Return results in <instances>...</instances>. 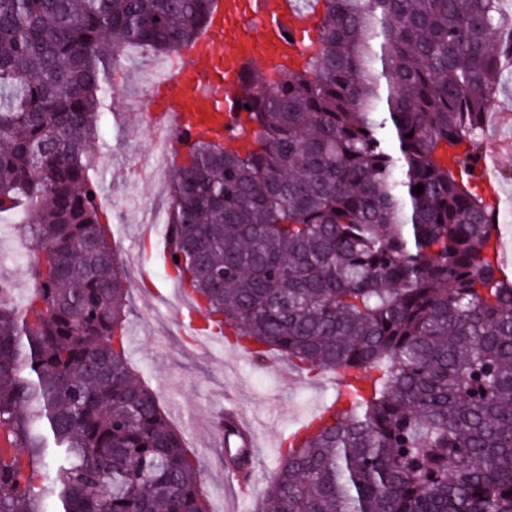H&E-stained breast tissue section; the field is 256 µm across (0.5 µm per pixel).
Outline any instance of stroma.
<instances>
[{
    "instance_id": "35a3bbf8",
    "label": "stroma",
    "mask_w": 512,
    "mask_h": 512,
    "mask_svg": "<svg viewBox=\"0 0 512 512\" xmlns=\"http://www.w3.org/2000/svg\"><path fill=\"white\" fill-rule=\"evenodd\" d=\"M155 51L136 47L119 63L113 100L117 116L108 118L92 152L99 162L96 175L103 202L111 203L112 242L128 274L129 302L125 325L132 329L127 354L139 376L158 394L171 425L198 452L203 466V488L210 512H255L258 498L236 501L227 479L223 452L205 446L203 432L228 404L256 422L262 445L255 473L257 488H264L278 455L275 443L306 417L310 408L328 403L335 395L327 377L297 372L281 364L279 353L251 360L243 351L214 346L202 352L194 339L171 320L160 319L153 296L167 293L174 281L164 258L163 229L147 232L150 213L166 212L167 183H129L127 173L147 153L149 139L140 100H155L156 88L137 82L140 70L161 65ZM493 121L482 134L487 154L495 163L493 184L499 193L502 246H512V75H506L491 106ZM20 215L0 216V281L23 303L35 283L27 271V250L22 247Z\"/></svg>"
}]
</instances>
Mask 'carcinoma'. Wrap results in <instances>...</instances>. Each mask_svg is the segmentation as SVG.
Wrapping results in <instances>:
<instances>
[{
	"label": "carcinoma",
	"instance_id": "cac0c4a2",
	"mask_svg": "<svg viewBox=\"0 0 512 512\" xmlns=\"http://www.w3.org/2000/svg\"><path fill=\"white\" fill-rule=\"evenodd\" d=\"M316 2L299 64L242 86L247 146L202 134L174 170L172 269L252 359L343 377L288 435L273 512H512V283L473 167L512 13ZM211 7L0 0V214L26 213L36 282L21 307L0 294V512H209L127 360L89 154L122 50L176 52Z\"/></svg>",
	"mask_w": 512,
	"mask_h": 512
}]
</instances>
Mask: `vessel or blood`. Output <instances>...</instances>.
Returning <instances> with one entry per match:
<instances>
[{
    "label": "vessel or blood",
    "mask_w": 512,
    "mask_h": 512,
    "mask_svg": "<svg viewBox=\"0 0 512 512\" xmlns=\"http://www.w3.org/2000/svg\"><path fill=\"white\" fill-rule=\"evenodd\" d=\"M304 0H216L208 27L182 63L162 83L157 115L170 128L168 156L184 151L201 129H212L225 143L242 147L238 81L241 71L260 67L285 73L291 58L304 50L313 33V16Z\"/></svg>",
    "instance_id": "vessel-or-blood-1"
}]
</instances>
